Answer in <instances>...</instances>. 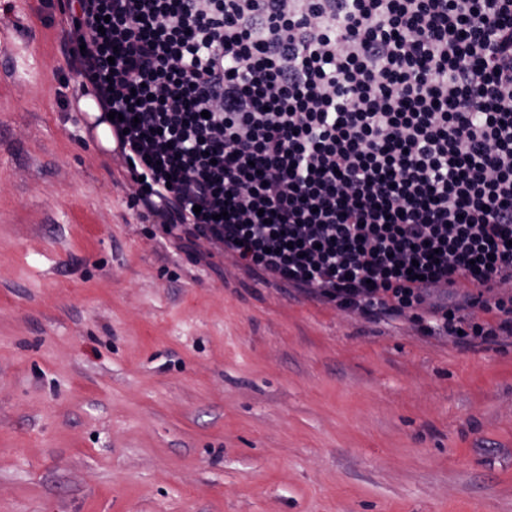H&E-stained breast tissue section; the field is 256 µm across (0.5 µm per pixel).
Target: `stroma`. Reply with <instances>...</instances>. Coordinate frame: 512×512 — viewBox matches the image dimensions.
<instances>
[{
    "label": "stroma",
    "mask_w": 512,
    "mask_h": 512,
    "mask_svg": "<svg viewBox=\"0 0 512 512\" xmlns=\"http://www.w3.org/2000/svg\"><path fill=\"white\" fill-rule=\"evenodd\" d=\"M0 12V512H512V339L456 346L187 256Z\"/></svg>",
    "instance_id": "stroma-1"
}]
</instances>
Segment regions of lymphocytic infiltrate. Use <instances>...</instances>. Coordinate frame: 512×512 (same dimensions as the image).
Wrapping results in <instances>:
<instances>
[{"instance_id": "obj_1", "label": "lymphocytic infiltrate", "mask_w": 512, "mask_h": 512, "mask_svg": "<svg viewBox=\"0 0 512 512\" xmlns=\"http://www.w3.org/2000/svg\"><path fill=\"white\" fill-rule=\"evenodd\" d=\"M56 7L165 235L371 321L512 337V0Z\"/></svg>"}]
</instances>
